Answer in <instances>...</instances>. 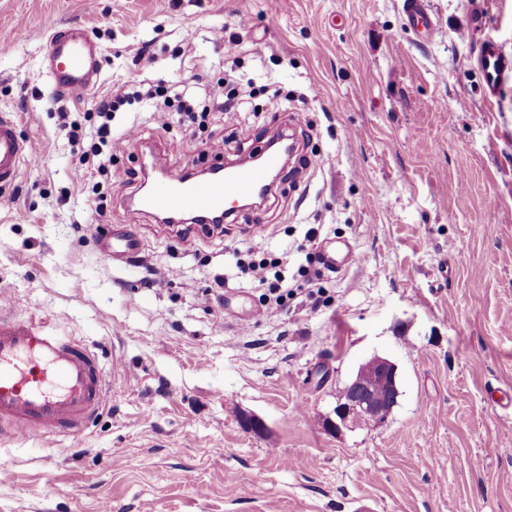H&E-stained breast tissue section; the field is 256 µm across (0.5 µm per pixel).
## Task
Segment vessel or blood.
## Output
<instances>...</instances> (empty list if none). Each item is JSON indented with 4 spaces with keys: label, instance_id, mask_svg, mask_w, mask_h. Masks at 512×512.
<instances>
[{
    "label": "vessel or blood",
    "instance_id": "obj_1",
    "mask_svg": "<svg viewBox=\"0 0 512 512\" xmlns=\"http://www.w3.org/2000/svg\"><path fill=\"white\" fill-rule=\"evenodd\" d=\"M100 48L81 29L56 30L49 39L47 70L57 93L87 95L98 77ZM479 65L487 95L512 76V54L497 43L483 46ZM36 160L30 144L20 139L12 116L0 115V188H9L23 164ZM265 166L220 167L211 179L190 181L184 172L168 171L148 193L140 194L142 212L208 217L229 213L233 202L254 196L266 184ZM101 246L113 260L130 263L138 253L134 235L113 232ZM350 256L348 244H327L321 263L340 271ZM106 380L96 352L57 329L0 311V437L37 440L50 434L79 435L100 412Z\"/></svg>",
    "mask_w": 512,
    "mask_h": 512
}]
</instances>
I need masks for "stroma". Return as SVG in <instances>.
<instances>
[{
  "label": "stroma",
  "mask_w": 512,
  "mask_h": 512,
  "mask_svg": "<svg viewBox=\"0 0 512 512\" xmlns=\"http://www.w3.org/2000/svg\"><path fill=\"white\" fill-rule=\"evenodd\" d=\"M403 3L0 0V114L41 158L0 206V288L95 350L109 385L78 439L0 441V512H512V412L488 402L512 391V76L490 100L478 66L485 42L512 53V0H425V35ZM60 26L101 48L96 91L66 104L44 62ZM189 75L253 93L201 125L163 127L159 97L124 106L112 128L139 136L91 196L69 123H96L106 88ZM280 131L297 151L277 189L220 230L130 208L143 155L188 171ZM123 224L130 264L97 244ZM311 227L353 250L316 304ZM247 254L281 258L280 315H262ZM376 357L397 367L396 406L331 432Z\"/></svg>",
  "instance_id": "35a3bbf8"
}]
</instances>
